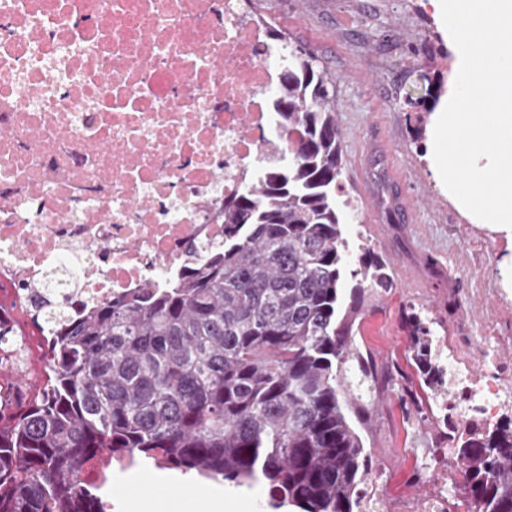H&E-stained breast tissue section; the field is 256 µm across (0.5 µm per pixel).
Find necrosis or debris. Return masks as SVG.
Wrapping results in <instances>:
<instances>
[{
  "label": "necrosis or debris",
  "mask_w": 512,
  "mask_h": 512,
  "mask_svg": "<svg viewBox=\"0 0 512 512\" xmlns=\"http://www.w3.org/2000/svg\"><path fill=\"white\" fill-rule=\"evenodd\" d=\"M266 33L245 0H0V326L46 350L71 316L165 285L223 245L224 201L262 175L278 124ZM466 392L493 421L494 350Z\"/></svg>",
  "instance_id": "1"
}]
</instances>
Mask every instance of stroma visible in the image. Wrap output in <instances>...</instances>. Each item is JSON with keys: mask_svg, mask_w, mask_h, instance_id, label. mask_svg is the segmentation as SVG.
<instances>
[{"mask_svg": "<svg viewBox=\"0 0 512 512\" xmlns=\"http://www.w3.org/2000/svg\"><path fill=\"white\" fill-rule=\"evenodd\" d=\"M253 11L290 47L316 57L334 84L341 181L359 216L345 234L381 253L394 282L386 291L366 290L354 321L353 346L382 382L358 386L349 410L373 467L386 469L379 508L392 512L397 498L424 489L409 480L415 449L450 445L438 402L421 388L404 317L424 309L434 334L462 337L458 352L469 357L482 337H512V286L501 280L512 242L470 223L426 160L432 116L457 76V48L430 0H254ZM403 196L420 206V223L403 221ZM174 479L200 481L140 465L113 472L103 493L135 492L149 481L152 494L171 499L175 512H193L192 498L171 488Z\"/></svg>", "mask_w": 512, "mask_h": 512, "instance_id": "1", "label": "stroma"}]
</instances>
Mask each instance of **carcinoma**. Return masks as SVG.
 I'll return each mask as SVG.
<instances>
[{
    "label": "carcinoma",
    "mask_w": 512,
    "mask_h": 512,
    "mask_svg": "<svg viewBox=\"0 0 512 512\" xmlns=\"http://www.w3.org/2000/svg\"><path fill=\"white\" fill-rule=\"evenodd\" d=\"M316 58L297 49L272 108L282 140L264 174L224 202V246L169 284L87 308L54 329L37 392L0 383V512H105L84 467L108 455L236 487L263 479L267 506L367 512L369 456L343 375L367 288L390 275L350 254L337 200L341 134ZM433 395L445 366L423 312L405 317ZM467 512H512V420L457 438Z\"/></svg>",
    "instance_id": "obj_1"
}]
</instances>
